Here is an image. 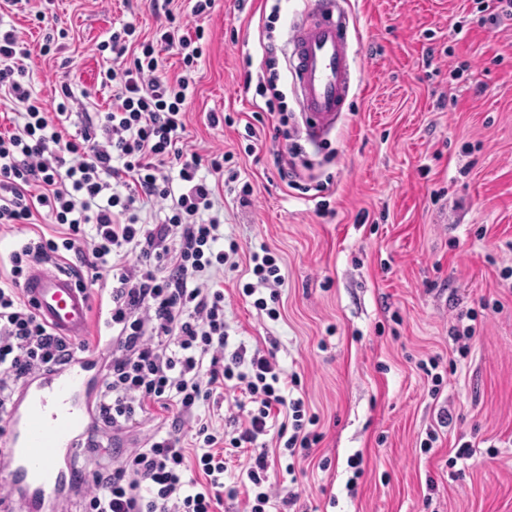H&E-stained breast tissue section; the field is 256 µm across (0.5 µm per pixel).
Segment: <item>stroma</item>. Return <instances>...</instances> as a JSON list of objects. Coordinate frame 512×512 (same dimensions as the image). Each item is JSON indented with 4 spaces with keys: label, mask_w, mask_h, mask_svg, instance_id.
<instances>
[{
    "label": "stroma",
    "mask_w": 512,
    "mask_h": 512,
    "mask_svg": "<svg viewBox=\"0 0 512 512\" xmlns=\"http://www.w3.org/2000/svg\"><path fill=\"white\" fill-rule=\"evenodd\" d=\"M31 5L43 22L5 6L0 28L17 31L30 90L47 113L70 88L71 132L112 107L101 74L125 62L97 49L112 31L130 23L133 42L152 40L169 10L185 28L204 29L187 145L231 156L216 203L225 239L239 246L237 270L223 273L228 346L274 352L284 374L300 377L293 397L318 418L309 457L281 448L270 457L280 494L300 495L297 512H512V19L491 20L477 0H340L356 83L335 128L312 141L283 51L308 0H214L199 16L190 0L166 11L150 0ZM267 25L287 141L242 90L246 72L264 64ZM51 29L66 37L45 57ZM292 144L304 164L298 190L275 163ZM263 246L284 277L274 320L242 294L255 280L249 256ZM97 289L90 283L88 333L102 337L93 394L112 356ZM468 325L475 333L463 356L453 337ZM431 357L438 388L419 367ZM432 432L437 440L423 450ZM465 443L470 456L457 458Z\"/></svg>",
    "instance_id": "1"
}]
</instances>
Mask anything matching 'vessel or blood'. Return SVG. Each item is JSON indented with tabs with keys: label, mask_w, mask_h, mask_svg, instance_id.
<instances>
[{
	"label": "vessel or blood",
	"mask_w": 512,
	"mask_h": 512,
	"mask_svg": "<svg viewBox=\"0 0 512 512\" xmlns=\"http://www.w3.org/2000/svg\"><path fill=\"white\" fill-rule=\"evenodd\" d=\"M336 0H312L304 19L289 32V68L309 139H321L345 109L353 79L347 29L336 23ZM27 294L38 314L60 336H85L89 296L69 274L33 267ZM93 356L31 375L17 391L8 414V446L0 469L10 477V494L0 512H59L76 486L72 457L95 418L86 391Z\"/></svg>",
	"instance_id": "b4317fda"
}]
</instances>
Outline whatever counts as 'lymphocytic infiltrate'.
I'll list each match as a JSON object with an SVG mask.
<instances>
[{
    "instance_id": "obj_1",
    "label": "lymphocytic infiltrate",
    "mask_w": 512,
    "mask_h": 512,
    "mask_svg": "<svg viewBox=\"0 0 512 512\" xmlns=\"http://www.w3.org/2000/svg\"><path fill=\"white\" fill-rule=\"evenodd\" d=\"M135 28L124 24L98 51L129 57L122 70H107L103 83H115L110 111L87 121L76 134H63L46 116L24 82L25 52L15 31L0 32V95L23 108V123L0 134V226L51 219L58 237H38L9 255L0 273V420H5L19 386L29 375L60 361L72 349L90 351L93 343L72 344L53 336L24 292L32 265L74 255L81 266L107 269L104 286L112 358L104 389L96 397L109 436L85 441L96 460L84 483L81 512H215L227 470L224 451L246 448L247 475L256 489L248 512H283L299 493L280 496L269 483L268 450L261 436L275 432L289 455L309 454L319 441L316 415L287 389L297 376H283L276 363L245 346L229 349L224 322V289L210 278L227 264L237 243H225L215 215L216 187L200 177V167L223 175L228 157L220 151L184 159L186 99L190 70L203 54L205 31L181 32L169 25L158 43H141L133 53ZM176 51L185 68L175 80L161 78L157 45ZM280 75H256L255 93L277 133L290 139ZM178 166L177 177L165 168ZM159 207L158 224L139 221L138 203ZM136 254L137 262L123 259ZM255 283L245 296L257 310L276 318L273 303L284 282L270 251L252 252ZM268 297H256L257 287ZM231 387L236 416L231 431L215 429L195 410L214 391ZM172 415L171 429L153 434L142 446L119 448L117 435L133 432L152 416V406ZM283 420L269 422L273 412ZM194 432L184 444L180 431Z\"/></svg>"
}]
</instances>
